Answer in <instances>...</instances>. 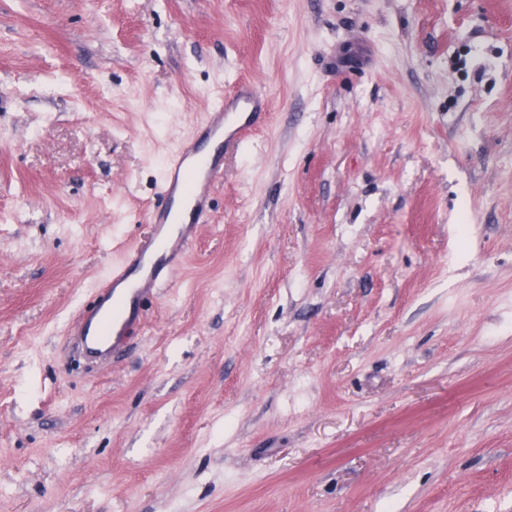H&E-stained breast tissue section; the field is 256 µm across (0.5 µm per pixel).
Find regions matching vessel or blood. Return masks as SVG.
Returning a JSON list of instances; mask_svg holds the SVG:
<instances>
[{
  "label": "vessel or blood",
  "mask_w": 512,
  "mask_h": 512,
  "mask_svg": "<svg viewBox=\"0 0 512 512\" xmlns=\"http://www.w3.org/2000/svg\"><path fill=\"white\" fill-rule=\"evenodd\" d=\"M265 108L264 99L241 86L214 100L201 135L180 149L164 173V204L149 216L151 237L113 269L84 311L77 343L86 359L106 361L122 348L139 323L143 301L163 287L194 239L196 215L205 207L208 189L222 177V147L245 142L253 117Z\"/></svg>",
  "instance_id": "obj_1"
}]
</instances>
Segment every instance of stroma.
Wrapping results in <instances>:
<instances>
[{
  "mask_svg": "<svg viewBox=\"0 0 512 512\" xmlns=\"http://www.w3.org/2000/svg\"><path fill=\"white\" fill-rule=\"evenodd\" d=\"M241 83L266 124L86 364ZM0 512H512V0H0ZM264 111V112H261ZM266 102L251 90L238 86L232 95L217 97L203 124L201 135L175 155L164 173L162 207L149 216L150 238L143 241L125 261L112 270L84 311L76 336L81 354L91 361H106L120 350L139 324L143 301L167 282L176 259L185 254L195 236L196 216L207 202V191L220 181L223 154L219 147L245 142L256 115H266ZM211 141L219 144L213 153L204 151ZM191 206L188 220L180 218ZM181 224L177 231L172 229ZM118 288L126 293L118 294Z\"/></svg>",
  "mask_w": 512,
  "mask_h": 512,
  "instance_id": "stroma-1",
  "label": "stroma"
}]
</instances>
